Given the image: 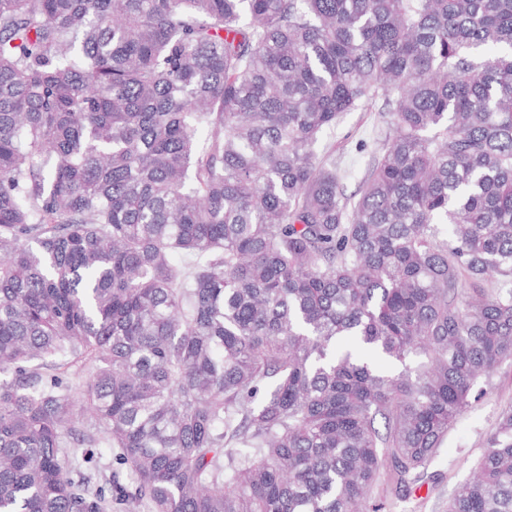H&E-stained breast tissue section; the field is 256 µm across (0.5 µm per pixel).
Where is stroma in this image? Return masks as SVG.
<instances>
[{
  "label": "stroma",
  "instance_id": "1",
  "mask_svg": "<svg viewBox=\"0 0 512 512\" xmlns=\"http://www.w3.org/2000/svg\"><path fill=\"white\" fill-rule=\"evenodd\" d=\"M384 132L378 113L358 111L345 115L336 129L327 134L325 142L332 148L346 193L357 190L370 160V149ZM478 386L483 389V396L456 419L428 464L423 480L414 486L409 499L394 502L386 512H448L449 499L476 470L502 410L512 407V360L501 363ZM87 456L79 470L90 477L92 488L108 487L114 477L123 484H131L132 472L121 464L119 449L91 448Z\"/></svg>",
  "mask_w": 512,
  "mask_h": 512
}]
</instances>
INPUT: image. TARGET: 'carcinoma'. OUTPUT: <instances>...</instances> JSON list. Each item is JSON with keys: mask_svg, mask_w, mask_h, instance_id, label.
<instances>
[{"mask_svg": "<svg viewBox=\"0 0 512 512\" xmlns=\"http://www.w3.org/2000/svg\"><path fill=\"white\" fill-rule=\"evenodd\" d=\"M495 273L512 0H0V512H107L102 443L154 512H379L512 359ZM448 512H512V407ZM384 123L378 112H350L332 132H328L324 143L332 148L336 168L344 177L345 193L350 195L358 189L360 180L368 166L371 150L383 137ZM367 145L366 150L359 145ZM87 452L86 457L88 462H83L80 459L79 471L84 476H90V486L93 489L102 488L106 489V496L109 497V482L112 480V475L119 476L121 483L130 486L133 480L131 470L127 465L121 464L119 460V448H84Z\"/></svg>", "mask_w": 512, "mask_h": 512, "instance_id": "1", "label": "carcinoma"}]
</instances>
